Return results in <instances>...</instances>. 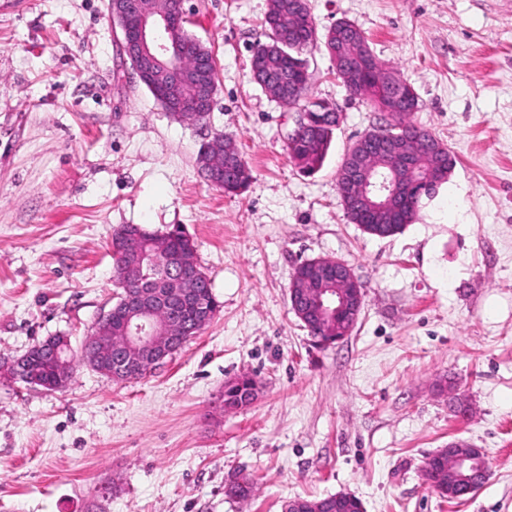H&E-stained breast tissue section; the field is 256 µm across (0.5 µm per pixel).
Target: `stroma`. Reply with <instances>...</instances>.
<instances>
[{
    "label": "stroma",
    "mask_w": 512,
    "mask_h": 512,
    "mask_svg": "<svg viewBox=\"0 0 512 512\" xmlns=\"http://www.w3.org/2000/svg\"><path fill=\"white\" fill-rule=\"evenodd\" d=\"M268 3L185 0L217 67L195 123L138 81L107 0H0V360L51 336L80 353L120 293L111 240L125 224L182 226L220 304L138 380L82 365L48 391L0 369V512H282L340 491L364 512H512V0H308L318 33L341 19L364 33L414 88L412 121L455 158L389 237L339 202L341 158L380 113L320 46L307 98L335 104L339 125L320 170L290 162L297 109L250 68ZM220 132L253 171L239 196L198 170ZM317 257L364 286L351 336L324 350L289 301L295 266ZM243 374L259 396L225 410L224 383ZM456 440L489 469L461 504L421 475ZM237 470L256 483L245 503L224 493Z\"/></svg>",
    "instance_id": "stroma-1"
}]
</instances>
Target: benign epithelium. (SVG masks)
Masks as SVG:
<instances>
[{
    "label": "benign epithelium",
    "mask_w": 512,
    "mask_h": 512,
    "mask_svg": "<svg viewBox=\"0 0 512 512\" xmlns=\"http://www.w3.org/2000/svg\"><path fill=\"white\" fill-rule=\"evenodd\" d=\"M108 13L113 26L121 31L122 51L139 81L156 91L166 111L181 120H198L212 106L217 85L205 45L186 30L187 15H174L167 0H108ZM356 59L361 63L369 60L364 47L345 55L336 51L333 62L337 75L347 82L353 81ZM223 150L224 139L214 135L198 156L200 173L216 187L224 181V168L217 163L219 152ZM365 151L389 158L394 168L417 170V155L389 137L369 141ZM362 156L363 153L357 152L351 157L341 179L358 191L356 202L370 212L386 213L391 208L397 209L412 186L434 183V176L428 174L418 181L401 185L395 178L377 171V166L362 161ZM153 253L163 257L165 262V273L159 278L150 277L145 270L150 257L140 235L124 234L114 250L121 285L132 288V292L125 296L124 324L120 328L123 337L121 355L116 359L112 357V311L100 317L96 337L98 354L108 357L100 371L115 381L137 375L147 359L155 367L163 365L173 341L188 340L198 334L200 323L195 322L180 326L179 336L174 337L170 335V325L155 322V313L165 305L191 298L204 273L197 268L195 260L170 255L161 241L155 242ZM314 273L321 287L311 292L291 289L292 312L305 325L317 318L333 316L336 325L344 324L348 330H354L363 306V293L352 268L344 262L336 264L334 271L317 265ZM38 358H44L54 366L55 384L45 386L26 372L27 362ZM72 363L68 338L54 336L13 360L10 371L21 381L56 391L62 388ZM442 454L451 458L454 469L467 471L463 475L464 487L460 494H470L486 468L481 449L456 441L442 449ZM329 508L330 504L325 501L297 499L288 502V512H328Z\"/></svg>",
    "instance_id": "1"
}]
</instances>
